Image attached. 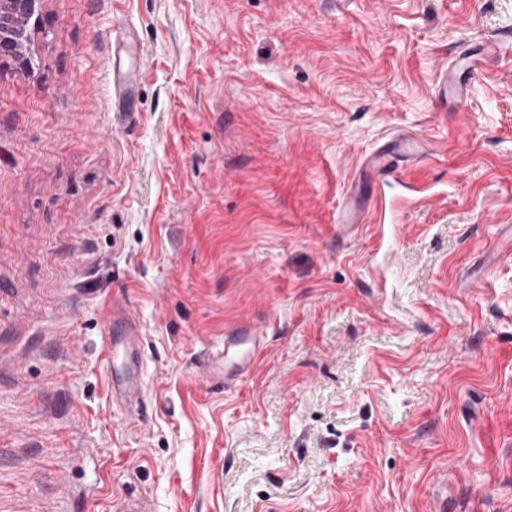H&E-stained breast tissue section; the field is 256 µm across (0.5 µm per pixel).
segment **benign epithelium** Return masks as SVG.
Listing matches in <instances>:
<instances>
[{"instance_id": "1", "label": "benign epithelium", "mask_w": 512, "mask_h": 512, "mask_svg": "<svg viewBox=\"0 0 512 512\" xmlns=\"http://www.w3.org/2000/svg\"><path fill=\"white\" fill-rule=\"evenodd\" d=\"M42 0H0V57H10L26 71L25 55L19 46L43 29Z\"/></svg>"}]
</instances>
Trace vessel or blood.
<instances>
[{
    "instance_id": "obj_1",
    "label": "vessel or blood",
    "mask_w": 512,
    "mask_h": 512,
    "mask_svg": "<svg viewBox=\"0 0 512 512\" xmlns=\"http://www.w3.org/2000/svg\"><path fill=\"white\" fill-rule=\"evenodd\" d=\"M419 155L415 142L402 138L390 146L370 152L365 164L381 170L395 162L410 163ZM142 330L122 305H114L112 318L106 326V364L114 401L122 405L131 419L145 417V389L129 368L133 350L138 348ZM263 336L253 325L242 324L224 337L223 350L209 355L204 375L207 380L231 382L246 377L252 370Z\"/></svg>"
}]
</instances>
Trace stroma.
Segmentation results:
<instances>
[{"mask_svg":"<svg viewBox=\"0 0 512 512\" xmlns=\"http://www.w3.org/2000/svg\"><path fill=\"white\" fill-rule=\"evenodd\" d=\"M42 13L27 71L0 58V512H512V0ZM395 136L429 153L388 195L429 203L341 232ZM117 297L137 427L100 355ZM245 323L252 373L206 381Z\"/></svg>","mask_w":512,"mask_h":512,"instance_id":"obj_1","label":"stroma"}]
</instances>
